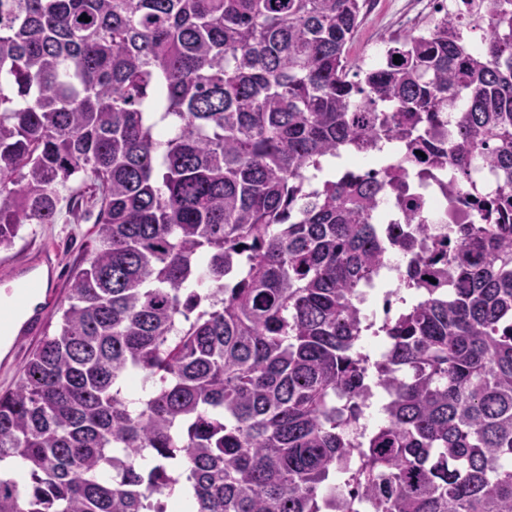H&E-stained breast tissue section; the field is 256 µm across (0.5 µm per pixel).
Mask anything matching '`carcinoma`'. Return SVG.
Instances as JSON below:
<instances>
[{
	"mask_svg": "<svg viewBox=\"0 0 512 512\" xmlns=\"http://www.w3.org/2000/svg\"><path fill=\"white\" fill-rule=\"evenodd\" d=\"M367 3L0 0V248L65 198L99 206L0 395V464L27 471L0 512H174L183 481L192 512H512V0L480 48L445 14L364 70ZM385 143L380 173L312 185ZM475 153L494 197L430 239L409 175L463 180ZM393 248L398 308L370 320Z\"/></svg>",
	"mask_w": 512,
	"mask_h": 512,
	"instance_id": "1",
	"label": "carcinoma"
}]
</instances>
